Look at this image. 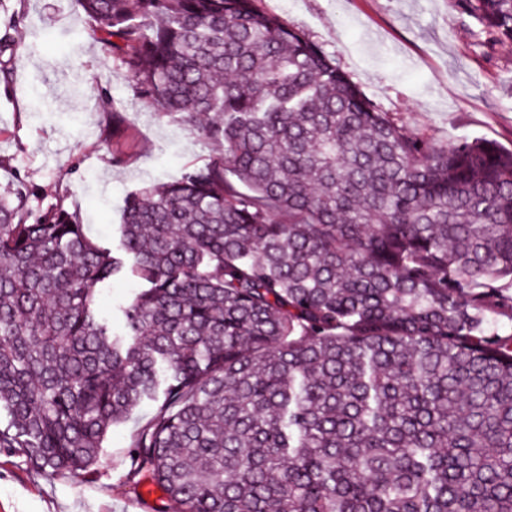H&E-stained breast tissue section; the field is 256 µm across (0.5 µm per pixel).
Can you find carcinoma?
I'll return each mask as SVG.
<instances>
[{
    "label": "carcinoma",
    "instance_id": "carcinoma-1",
    "mask_svg": "<svg viewBox=\"0 0 512 512\" xmlns=\"http://www.w3.org/2000/svg\"><path fill=\"white\" fill-rule=\"evenodd\" d=\"M77 2L219 149L116 247L0 193V448L77 474L150 401L159 512H512V151L408 132L256 0ZM464 3L512 41V0ZM132 285L129 281H114L112 289L105 291L100 299L101 309L108 315H112L113 328L116 330L121 329L120 320L115 311V305L122 298L126 297Z\"/></svg>",
    "mask_w": 512,
    "mask_h": 512
}]
</instances>
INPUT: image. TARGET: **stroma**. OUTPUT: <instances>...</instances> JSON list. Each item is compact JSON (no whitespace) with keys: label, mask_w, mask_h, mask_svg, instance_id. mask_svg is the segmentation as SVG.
<instances>
[{"label":"stroma","mask_w":512,"mask_h":512,"mask_svg":"<svg viewBox=\"0 0 512 512\" xmlns=\"http://www.w3.org/2000/svg\"><path fill=\"white\" fill-rule=\"evenodd\" d=\"M336 62L408 131L445 143L512 148V42L490 36L461 0H258ZM19 32L0 83V189L24 180L63 203L90 235L117 238L127 194L203 164L218 146L142 102L110 51L88 36L77 0H0ZM113 427L77 476L0 448V512H155L127 477L130 444L155 413Z\"/></svg>","instance_id":"obj_1"}]
</instances>
